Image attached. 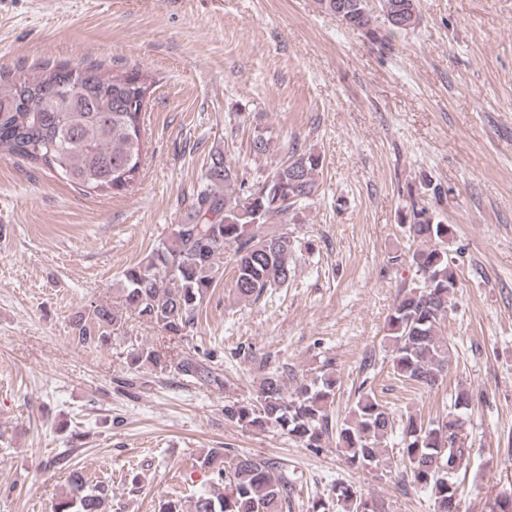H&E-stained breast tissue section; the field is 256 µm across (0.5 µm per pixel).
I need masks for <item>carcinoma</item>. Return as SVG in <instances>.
Here are the masks:
<instances>
[{"label":"carcinoma","instance_id":"1","mask_svg":"<svg viewBox=\"0 0 512 512\" xmlns=\"http://www.w3.org/2000/svg\"><path fill=\"white\" fill-rule=\"evenodd\" d=\"M325 12L348 29L362 32L386 48L420 22V0H318ZM140 71L107 74L98 64L57 65L41 75L19 72L0 83V156L18 157L56 172L93 192L123 189L136 180L144 147L143 106L150 86ZM80 85L70 93L65 87ZM321 156L291 144L288 158L252 182L246 172L228 164L224 153L210 154L203 186L187 217L151 251L147 260L127 267L113 289L115 299L138 319L170 339H183L194 327L200 307L216 287L218 260L233 251L232 286L245 301H256L270 289L288 284L293 274L294 241L288 232L261 234L313 198ZM421 246L409 255L418 283L399 297L388 316L394 372L412 385L432 390L448 373V344L441 325L457 278L448 260V225L412 198L398 215ZM83 346L106 344L121 335L123 314L110 303L95 302L72 320ZM128 365L180 373L207 380L212 372L189 358L178 359L170 347L148 346L131 353ZM288 367H277L261 379L256 396L224 401V417L251 432L275 429L317 451L337 436L345 463L353 469L388 466L384 445L395 419L372 390L358 389L354 406L332 421L337 380L318 375L288 391ZM471 395L457 392L455 411L424 420L400 417L402 480L427 492L437 512H460V470L467 469L472 448L466 446V418L459 410ZM220 493L201 491L188 501L163 503L162 512H286L293 484L288 469L247 453L213 450L200 459ZM52 512H112L106 486L90 489L84 475L73 471L68 489ZM312 512H387L377 497L346 484L334 487L331 499L318 500Z\"/></svg>","mask_w":512,"mask_h":512}]
</instances>
